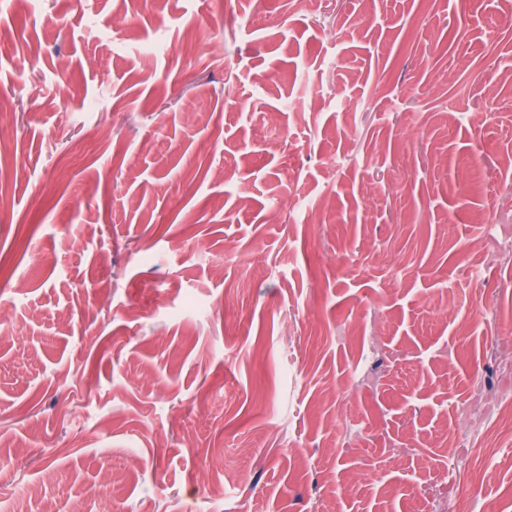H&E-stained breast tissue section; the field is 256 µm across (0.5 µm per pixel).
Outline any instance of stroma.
Returning <instances> with one entry per match:
<instances>
[{
  "label": "stroma",
  "instance_id": "obj_1",
  "mask_svg": "<svg viewBox=\"0 0 512 512\" xmlns=\"http://www.w3.org/2000/svg\"><path fill=\"white\" fill-rule=\"evenodd\" d=\"M0 138V512H512V0H0Z\"/></svg>",
  "mask_w": 512,
  "mask_h": 512
}]
</instances>
